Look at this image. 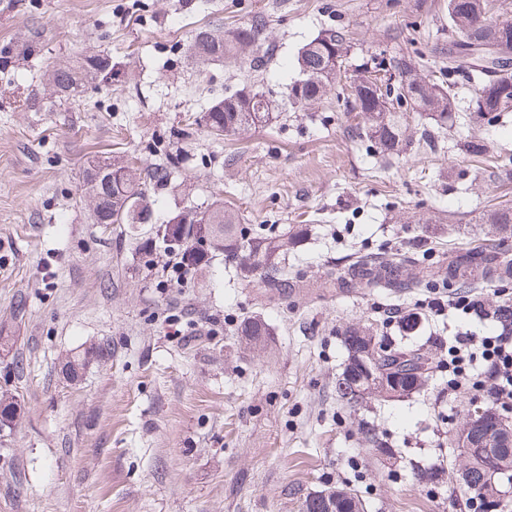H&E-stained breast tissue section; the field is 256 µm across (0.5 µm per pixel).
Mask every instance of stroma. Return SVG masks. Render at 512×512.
<instances>
[{
    "instance_id": "1",
    "label": "stroma",
    "mask_w": 512,
    "mask_h": 512,
    "mask_svg": "<svg viewBox=\"0 0 512 512\" xmlns=\"http://www.w3.org/2000/svg\"><path fill=\"white\" fill-rule=\"evenodd\" d=\"M443 0H0V391L21 405L0 431V512H300L307 493L354 489L367 512H475L448 434L478 400L449 394L447 368L426 391L372 407L393 455L376 458L334 392L348 327L399 337L400 317H424L419 341L444 352L461 328L492 333L460 312L436 316L431 292L340 293L329 279L356 255L392 250L446 257L483 235L512 204V112L493 125L457 120L430 150L382 161L347 131L343 98L292 109L287 86L300 47L348 29L347 74L379 61L390 33L428 54L448 19ZM265 16L261 70L187 56L205 25ZM93 52L112 79L70 102L43 94L52 64ZM253 86L273 96L270 121L214 139L191 126L211 103ZM487 143L485 160L460 151ZM178 164L156 189L154 218L214 200L244 226H305L288 268L305 281L281 292L241 278L216 255L206 275L176 283L164 249L139 251L129 230L96 224L81 192L94 161ZM178 314L193 336L169 334ZM259 319L264 345L242 328ZM109 345V356L94 351ZM85 357L78 377L65 373ZM443 469L423 489L417 470Z\"/></svg>"
}]
</instances>
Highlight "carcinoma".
I'll return each mask as SVG.
<instances>
[{
  "label": "carcinoma",
  "instance_id": "1",
  "mask_svg": "<svg viewBox=\"0 0 512 512\" xmlns=\"http://www.w3.org/2000/svg\"><path fill=\"white\" fill-rule=\"evenodd\" d=\"M443 10L448 14V48H440L443 66L436 76L428 69V62L419 52H404L400 43L408 41L401 31L390 35L393 42L389 59H381L371 68H363L350 77L354 91L344 96L352 114L349 132L353 137L368 141L382 159L388 161L405 153L413 143L409 123L410 114L434 121V129L423 130L420 140L434 146L435 131L448 128L458 111L457 82L461 77L475 84L468 121L491 123L512 107L501 106L497 90L512 73L501 76L490 72L468 58L466 45L483 38L509 43L512 40V6L495 5V0H445ZM491 15L493 27H480L477 18ZM267 22L257 16L251 21L224 29L202 26L191 37V50L202 65L220 60H238L246 50L257 46L265 38ZM351 48L348 31L329 27L303 45L298 51V79L288 85V98L302 110L320 101L336 83L342 80V71L328 68V60L336 56L346 60ZM394 68L398 79L395 94L381 91L371 78L383 65ZM112 72V62L98 55H86L75 63H56L47 70L51 97L69 100L79 93L84 81ZM276 107L266 92L241 89L213 102L200 116V122L215 136H230L245 132L270 119ZM171 171L164 162L142 168L124 160L98 161L88 168L83 182L84 196L100 199V210L94 213L98 224L133 225L139 219L149 220L152 208L151 187L168 181ZM207 222L201 223L198 213L183 210L173 214L179 223L168 225L162 241L165 250L176 251L180 261L194 269L207 267L211 254L224 253V261L239 267L243 277L259 273L267 288L292 289L296 278L288 275V254L298 243L297 235H261L239 224L238 215L224 204L214 202L206 208ZM491 235L477 238L463 247L448 252L443 261L425 263L420 276L407 275L408 261L393 253H380L373 258L351 260L336 272L332 284L342 293L352 288L380 289L396 294L406 288H423L430 292L473 291L486 286L512 285V259L496 245V236L512 235V208L501 206L488 215ZM204 238L208 246L200 251L188 244L190 236ZM490 317L505 336L512 335V307L498 305ZM268 335L266 324L256 320L247 323L243 336L251 344H258ZM344 346L347 360L336 379V401L350 416L358 418V427L368 447L378 453L387 451L386 441L363 414L375 402L399 401L425 389L440 367V359L432 349L422 345L392 342L371 326L351 327L345 331ZM377 356L371 367L382 375L379 386L359 393L352 389L356 378L363 376V354ZM20 404L7 391L0 393V430L11 428L16 422ZM466 441L470 452L464 469L469 477L462 478L469 492H475L480 472L488 465L501 470V475L512 476V425L495 407L488 404L480 411L467 414L463 425L452 437L455 444ZM344 493L343 512H365L366 504L352 490L326 489L307 496L302 512H329L336 505L333 496Z\"/></svg>",
  "mask_w": 512,
  "mask_h": 512
}]
</instances>
